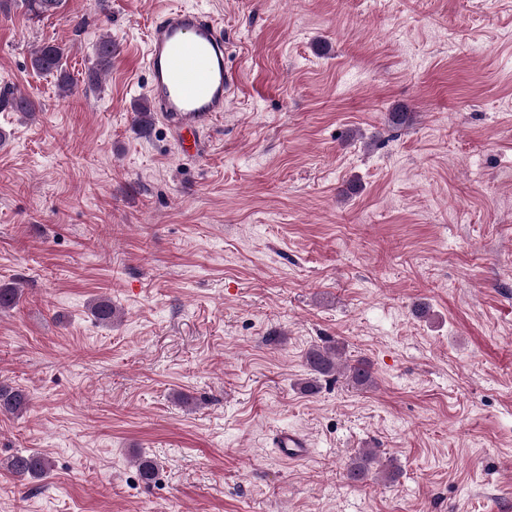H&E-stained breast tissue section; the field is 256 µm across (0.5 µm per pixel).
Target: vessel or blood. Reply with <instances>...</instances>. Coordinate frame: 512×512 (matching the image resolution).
Segmentation results:
<instances>
[{
    "instance_id": "vessel-or-blood-1",
    "label": "vessel or blood",
    "mask_w": 512,
    "mask_h": 512,
    "mask_svg": "<svg viewBox=\"0 0 512 512\" xmlns=\"http://www.w3.org/2000/svg\"><path fill=\"white\" fill-rule=\"evenodd\" d=\"M148 95L155 115L194 132L223 111L236 83L224 61V37L211 16L191 9L160 13L145 51ZM283 457L307 456L309 443L297 432L277 437Z\"/></svg>"
}]
</instances>
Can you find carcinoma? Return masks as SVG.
<instances>
[{"label":"carcinoma","instance_id":"cac0c4a2","mask_svg":"<svg viewBox=\"0 0 512 512\" xmlns=\"http://www.w3.org/2000/svg\"><path fill=\"white\" fill-rule=\"evenodd\" d=\"M30 18L38 19L60 8L62 0H23ZM63 49L55 44H42L38 46L31 57L32 67L43 73L57 76L58 87L67 93L71 90V81L63 67ZM112 39H102L96 51L95 66L89 70L87 84L93 87L98 84L99 76L111 64ZM11 107L21 112H34L36 106L33 101L15 96L5 90L0 92V108ZM22 297L20 289L13 286L0 287V312L15 308ZM345 346L339 342L328 341L321 345L311 347L305 354V366L312 378L303 383L302 389L313 393L317 390V379L332 377L338 371H343L348 381L358 388H369L375 384V377L371 366L364 360H349L340 362ZM29 407L28 394L20 389L0 383V414L20 415ZM5 467L14 475L23 479H40L50 469L49 460L40 452L15 454L7 459ZM377 470L388 479H395L399 467L393 460L382 461L379 453L375 451L362 452L351 459L347 468V477L353 482L363 480L371 470Z\"/></svg>","mask_w":512,"mask_h":512}]
</instances>
